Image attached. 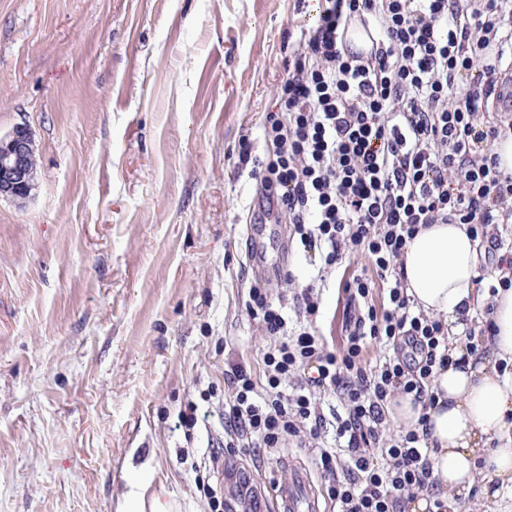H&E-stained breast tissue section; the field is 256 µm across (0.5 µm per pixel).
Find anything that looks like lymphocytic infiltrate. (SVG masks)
I'll return each instance as SVG.
<instances>
[{
  "mask_svg": "<svg viewBox=\"0 0 512 512\" xmlns=\"http://www.w3.org/2000/svg\"><path fill=\"white\" fill-rule=\"evenodd\" d=\"M461 13L468 24L458 25ZM355 20L378 35L364 59L341 39ZM303 44L267 115L266 160L251 176L290 238L320 251L325 269L361 252L373 273L340 282L339 352L317 331L316 288L276 297L250 288L247 313L270 340L263 374L242 361L225 369L224 435L208 467L220 473L227 457L292 440L311 454L335 512H407L434 485L427 418L388 438L387 406L397 394L433 406L435 372L450 357L447 327L412 313L399 266L421 226L464 224L484 239L490 225L512 220V174L493 151L512 129V113L495 107L512 51V0H325ZM477 62L481 81L455 93L456 77ZM288 307L305 321L290 336ZM377 340L394 352L366 367L362 352ZM320 392L338 395L346 410L335 418L336 448L321 442Z\"/></svg>",
  "mask_w": 512,
  "mask_h": 512,
  "instance_id": "lymphocytic-infiltrate-1",
  "label": "lymphocytic infiltrate"
}]
</instances>
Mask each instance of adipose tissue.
<instances>
[{
    "mask_svg": "<svg viewBox=\"0 0 512 512\" xmlns=\"http://www.w3.org/2000/svg\"><path fill=\"white\" fill-rule=\"evenodd\" d=\"M486 250L463 224H432L408 241L403 257L406 293L415 311L448 328L450 366L434 379L429 409L434 491L441 499L512 498V288L488 295L495 273ZM493 307L492 333L461 340L466 316Z\"/></svg>",
    "mask_w": 512,
    "mask_h": 512,
    "instance_id": "obj_1",
    "label": "adipose tissue"
}]
</instances>
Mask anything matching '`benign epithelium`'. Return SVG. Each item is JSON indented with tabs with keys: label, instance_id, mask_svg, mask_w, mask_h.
<instances>
[{
	"label": "benign epithelium",
	"instance_id": "benign-epithelium-1",
	"mask_svg": "<svg viewBox=\"0 0 512 512\" xmlns=\"http://www.w3.org/2000/svg\"><path fill=\"white\" fill-rule=\"evenodd\" d=\"M36 145L31 129L18 125L0 136V197L19 204L33 196L37 187Z\"/></svg>",
	"mask_w": 512,
	"mask_h": 512
}]
</instances>
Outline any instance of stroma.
Masks as SVG:
<instances>
[{"label": "stroma", "instance_id": "1", "mask_svg": "<svg viewBox=\"0 0 512 512\" xmlns=\"http://www.w3.org/2000/svg\"><path fill=\"white\" fill-rule=\"evenodd\" d=\"M317 0H0V135L37 147L38 189L0 198V512H123L140 492L211 512L204 452L224 369L269 339L245 303L319 264L284 250L250 165L264 161L288 58ZM249 166H239L243 144ZM340 279L318 330L342 344ZM206 414L175 430L187 402ZM315 474L264 452L259 489Z\"/></svg>", "mask_w": 512, "mask_h": 512}]
</instances>
